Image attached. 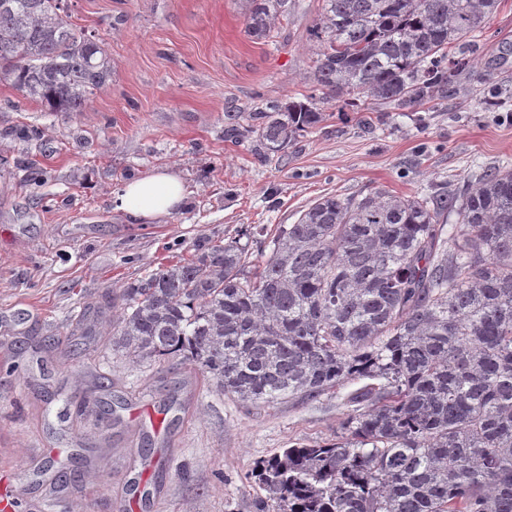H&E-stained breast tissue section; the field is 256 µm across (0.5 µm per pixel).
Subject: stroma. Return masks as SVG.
<instances>
[{
    "mask_svg": "<svg viewBox=\"0 0 512 512\" xmlns=\"http://www.w3.org/2000/svg\"><path fill=\"white\" fill-rule=\"evenodd\" d=\"M320 0H292L270 39L246 0H64L100 42L112 78L83 112H47L0 79V495L12 512H261L258 463L291 442H335L344 394L243 403L183 358L137 360L104 330L119 294L163 264L292 224L326 195L456 192L512 165V0L438 105L324 120L279 153L227 137L228 115L315 94L308 30ZM501 97L490 107L488 99ZM33 129L26 140L20 127ZM181 178L156 224L112 205L127 181Z\"/></svg>",
    "mask_w": 512,
    "mask_h": 512,
    "instance_id": "35a3bbf8",
    "label": "stroma"
}]
</instances>
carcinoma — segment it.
Wrapping results in <instances>:
<instances>
[{"mask_svg":"<svg viewBox=\"0 0 512 512\" xmlns=\"http://www.w3.org/2000/svg\"><path fill=\"white\" fill-rule=\"evenodd\" d=\"M501 3L322 0L310 79L360 112L435 104ZM247 4L257 40L288 14ZM111 74L63 0H0V77L22 95L81 112ZM248 118L271 153L324 120L313 96ZM244 235L271 238L264 262L233 238L161 265L123 289L112 335L136 359L193 361L242 402L364 382L336 442L259 463L274 512H512V168L450 195L323 196Z\"/></svg>","mask_w":512,"mask_h":512,"instance_id":"obj_1","label":"carcinoma"}]
</instances>
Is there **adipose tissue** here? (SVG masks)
<instances>
[{"mask_svg":"<svg viewBox=\"0 0 512 512\" xmlns=\"http://www.w3.org/2000/svg\"><path fill=\"white\" fill-rule=\"evenodd\" d=\"M183 200L180 179L166 171H156L129 181L112 197L115 210L127 214L139 224H151L170 216Z\"/></svg>","mask_w":512,"mask_h":512,"instance_id":"ef3b65f1","label":"adipose tissue"}]
</instances>
